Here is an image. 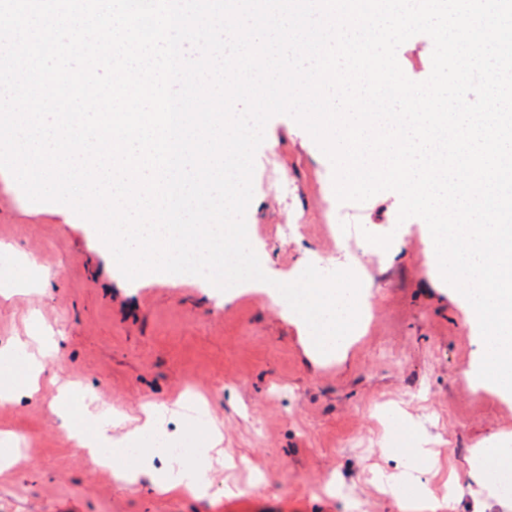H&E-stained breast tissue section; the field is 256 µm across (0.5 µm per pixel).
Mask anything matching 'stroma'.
Returning <instances> with one entry per match:
<instances>
[{"mask_svg": "<svg viewBox=\"0 0 512 512\" xmlns=\"http://www.w3.org/2000/svg\"><path fill=\"white\" fill-rule=\"evenodd\" d=\"M433 41L413 36L397 51L408 78L432 70ZM255 154L247 230L261 250L268 282L227 291L189 274L127 280L89 222L69 207L29 202L0 171V264L33 260L0 281V349L52 337L34 399L0 404V432L19 447L0 474V512H401L377 472L408 485L411 463L388 451V417L404 418L425 438L439 472L421 477L418 495L444 502L448 474L470 481L477 444L512 443V400L467 382L478 354L464 303L428 267L427 228L398 221L391 190L339 203L332 165L291 117H272ZM352 214L343 239L329 235L323 205ZM305 218V232L282 226ZM392 234L389 249L360 248L365 233ZM331 267L378 266L368 289L365 326L335 358L311 350L307 332L275 303L272 281L291 280L306 257ZM65 385L81 397L56 404ZM203 395L229 455L205 498L119 485L67 440L65 424L84 423V399L125 411L121 438L144 420L145 402ZM235 488L227 494L225 485Z\"/></svg>", "mask_w": 512, "mask_h": 512, "instance_id": "obj_1", "label": "stroma"}]
</instances>
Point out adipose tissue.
Returning <instances> with one entry per match:
<instances>
[{"label": "adipose tissue", "instance_id": "adipose-tissue-1", "mask_svg": "<svg viewBox=\"0 0 512 512\" xmlns=\"http://www.w3.org/2000/svg\"><path fill=\"white\" fill-rule=\"evenodd\" d=\"M41 361L29 354L25 345L0 349V403L11 401L17 393L36 395L40 390ZM170 407L165 403H153L145 410V420L121 440H113L112 427L124 420L122 411L102 406L88 413L85 424L68 431L74 447L84 450L91 463L108 467L113 479L120 484L134 485L147 482L151 489L165 494L206 496L211 488L207 474L185 464L154 468L153 460L159 444L192 447L206 442L208 448L219 443L215 426L207 421L192 425L181 433L166 430V418ZM111 449V457H103V449ZM137 449V457L126 454L127 449ZM480 464L473 473L474 482L487 490L490 497L498 498L500 505H507V498L499 497L498 483L504 473L512 472V448L479 447Z\"/></svg>", "mask_w": 512, "mask_h": 512}]
</instances>
